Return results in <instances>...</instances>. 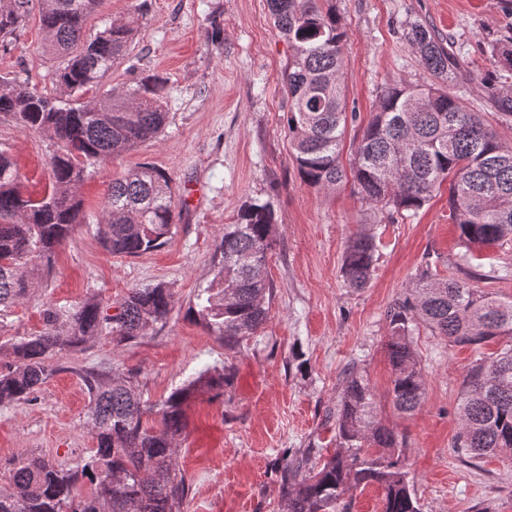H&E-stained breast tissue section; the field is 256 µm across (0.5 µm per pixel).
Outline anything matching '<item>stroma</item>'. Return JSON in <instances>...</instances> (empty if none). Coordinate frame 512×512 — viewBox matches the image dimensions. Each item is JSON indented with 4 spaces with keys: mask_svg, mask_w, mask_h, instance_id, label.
<instances>
[{
    "mask_svg": "<svg viewBox=\"0 0 512 512\" xmlns=\"http://www.w3.org/2000/svg\"><path fill=\"white\" fill-rule=\"evenodd\" d=\"M346 33L344 86L348 124L342 151L350 162L372 119L381 87L425 80L404 37L419 21L452 45L469 78L457 93L483 113L512 147V117L490 108L482 82L496 66L491 50L512 36V0H330ZM134 17L137 32L126 55L89 101L135 86L149 74L167 81L162 134L91 168L80 187L85 223L75 225L55 254L50 277L0 318V343L44 328L43 311L60 313L100 295L119 304L130 289L171 285L175 306L166 323L131 343L102 336L61 358V371L31 401L0 407V487L14 460L42 455L84 464L95 442L84 425L89 396L79 371L102 367L137 373L145 400L158 403L204 368L231 365L221 396L199 392L185 405L188 426L178 466L188 485L180 512H287L281 492L284 458L316 448L313 466L336 446L328 413L341 375L357 364L369 379L379 419L404 440L403 460L422 512H512V455L464 459L454 448L464 373L498 352L497 338L480 346H451L426 329L413 348L426 381L421 405L399 414L389 391L385 344L388 306L414 282L425 263L443 279L512 297V243L483 249L459 267L458 229L449 217L448 190L396 220L373 212L352 181L320 192L299 177L288 149L285 72L292 49L273 25L266 0H101L86 34L111 20ZM62 59L44 49L38 8H31L7 48L0 75L47 96L59 89ZM0 148L16 158L24 192L41 193L54 144L47 135L0 118ZM148 164L168 175L175 223L168 242L137 257L114 256L102 246L97 218L113 178ZM271 201L279 243L269 257L273 283L269 318L239 349L223 342L190 312L197 288L213 276L215 242L248 201ZM375 229L380 243L374 272L360 289L346 287L341 266L355 234Z\"/></svg>",
    "mask_w": 512,
    "mask_h": 512,
    "instance_id": "1",
    "label": "stroma"
}]
</instances>
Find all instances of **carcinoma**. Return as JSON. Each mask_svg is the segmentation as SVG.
<instances>
[{
  "label": "carcinoma",
  "mask_w": 512,
  "mask_h": 512,
  "mask_svg": "<svg viewBox=\"0 0 512 512\" xmlns=\"http://www.w3.org/2000/svg\"><path fill=\"white\" fill-rule=\"evenodd\" d=\"M30 0H9L0 8V37L15 34ZM276 28L292 47L286 73L288 144L302 180L318 190L346 179L340 150L348 118L343 92L345 32L327 0H266ZM98 0H44L41 28L49 52L65 59L56 73L63 91L82 92L124 56L136 27L115 19L93 36L84 26ZM406 36L429 79L421 84H387L376 113L364 128L351 166L362 200L388 219L404 217L448 185L450 218L464 252L512 241V148L503 145L481 113L453 91L460 63L425 25L408 23ZM499 80L492 85V109L512 115V38L494 53ZM167 83L158 75L141 79L131 91L107 93L96 101L48 98L15 78L0 75V117L46 134L56 150L42 193L26 194L15 158L0 149V317L28 296L36 278L52 270L56 250L73 225L83 223L77 190L88 168L161 134L166 126ZM175 224L171 179L143 164L112 181L97 224L113 255L139 256L162 247ZM273 205L254 200L224 225L215 245L213 278L197 290L191 312L235 349L258 335L268 320L273 286L268 255L277 245ZM376 235L350 239L341 272L349 288L368 283L376 261ZM174 304L163 283L132 288L120 311L107 313L100 296L86 300L66 319L44 311L45 329L9 344L12 360L0 364V407L26 402L55 373L53 360L81 351L109 334L132 342L166 322ZM387 354L392 366L391 401L411 413L425 396V380L411 336L418 325L450 345H480L512 339V298H498L457 280L437 277L425 264L412 286L386 311ZM135 375L85 373L90 394L86 425L96 442L81 466L58 464L41 455L11 463L10 488L0 489V512H179L186 493L176 472L178 440L187 428L184 406L199 387L224 388L230 370L203 371L173 391L159 410L147 405ZM160 414L155 424L145 417ZM336 449L317 468L308 466L318 448L282 465V493L288 512H336L345 496L367 485L382 491L381 512H421L402 461L403 442L379 420L369 380L357 365L347 368L336 397ZM458 452L480 459L512 454V346L465 371L458 406ZM92 492L77 497L83 480Z\"/></svg>",
  "instance_id": "obj_1"
}]
</instances>
